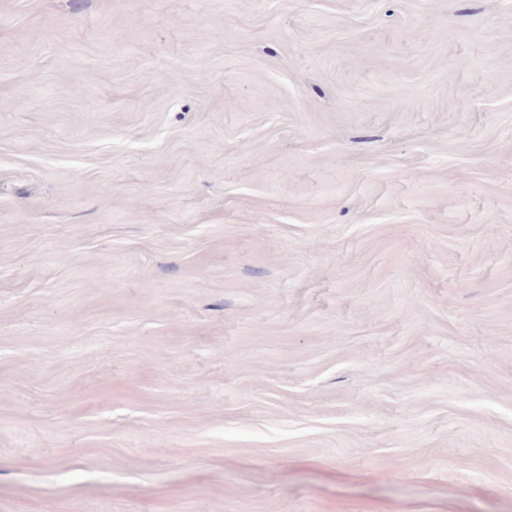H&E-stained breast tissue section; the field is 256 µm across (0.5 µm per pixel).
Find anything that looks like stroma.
Wrapping results in <instances>:
<instances>
[{"label": "stroma", "instance_id": "stroma-1", "mask_svg": "<svg viewBox=\"0 0 512 512\" xmlns=\"http://www.w3.org/2000/svg\"><path fill=\"white\" fill-rule=\"evenodd\" d=\"M0 512H512V0H0Z\"/></svg>", "mask_w": 512, "mask_h": 512}]
</instances>
